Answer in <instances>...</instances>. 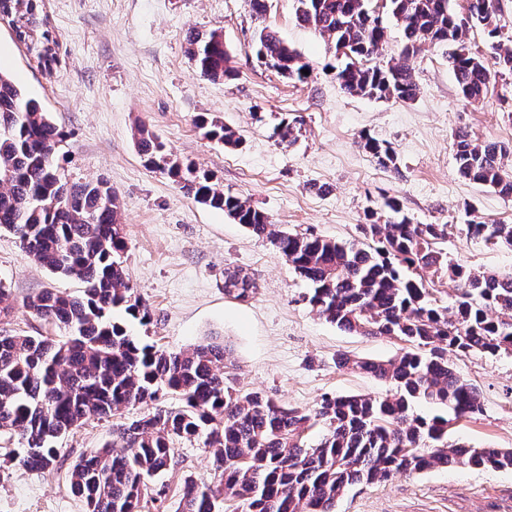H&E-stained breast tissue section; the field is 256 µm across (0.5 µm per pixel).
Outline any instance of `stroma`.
<instances>
[{
    "label": "stroma",
    "mask_w": 512,
    "mask_h": 512,
    "mask_svg": "<svg viewBox=\"0 0 512 512\" xmlns=\"http://www.w3.org/2000/svg\"><path fill=\"white\" fill-rule=\"evenodd\" d=\"M57 43L53 70L40 67L0 22V72L36 99L63 131L55 159L62 175L107 181L121 202L130 284L151 310V322L128 320L133 335L171 352L202 341L226 346L225 378L241 391L259 390L278 403L313 409L323 395L386 393L385 384L339 368L337 353L387 360L402 344L389 336L341 331L312 311L308 284L272 246L224 211L184 195L167 173L145 165L134 145L146 125L171 157L192 164L232 195L247 199L292 232L337 241L358 236L367 211L397 198L417 224H444V249L472 271L512 273V249L467 236L471 214L512 224V197L464 181L456 172L454 139L466 130L481 142L512 145V75L487 96L465 101L442 50L410 57L417 98L375 100L343 94L334 78L342 60L331 39L302 25L294 0H267L265 21L313 73L288 79L255 55L257 21L247 0H44ZM220 32L234 78L200 77L187 55L192 32ZM207 115L235 128L239 146L211 141L197 123ZM304 119L293 145L271 130L281 117ZM392 143L398 172L381 168L361 149V135ZM248 272L256 289L240 301L224 292V271ZM0 282L12 315L1 331H47L23 302L55 287L79 294L74 279L53 276L0 231ZM459 374L481 391L483 410L460 420L453 439L512 448V355L450 356ZM137 405L92 420L61 439V453L44 472L0 464V512H83L67 488L78 457L118 443L116 429L143 414ZM176 466L155 478L166 490L165 512H177L185 479L214 482L203 448L174 444ZM337 512H512V471L457 467L398 475L352 487Z\"/></svg>",
    "instance_id": "35a3bbf8"
}]
</instances>
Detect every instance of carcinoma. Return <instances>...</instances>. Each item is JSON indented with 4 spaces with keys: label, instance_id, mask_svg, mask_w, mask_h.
<instances>
[{
    "label": "carcinoma",
    "instance_id": "cac0c4a2",
    "mask_svg": "<svg viewBox=\"0 0 512 512\" xmlns=\"http://www.w3.org/2000/svg\"><path fill=\"white\" fill-rule=\"evenodd\" d=\"M301 23L334 41L347 59L335 80L349 96L414 100L419 92L410 55L429 45L444 50L462 97H486L492 78L512 74V49H501L496 23L500 0H294ZM8 24L38 65L56 63V41L47 28L43 0H6ZM472 23H461L463 13ZM403 34L401 56L384 65L366 64L387 39L388 21ZM482 27L497 50L496 70L472 50L469 29ZM257 56L291 80L305 82L309 69L300 54L267 26L257 30ZM199 76L212 81L235 76L224 39L213 31L187 42ZM206 135L226 146L241 142L223 123L198 118ZM301 118L284 117L271 137L293 143ZM63 133L40 104L0 72V229L16 235L34 260L54 275L84 284L73 296L45 290L25 308L44 323L66 331L63 340L42 334L0 333V435L17 438L21 452L7 458L42 472L56 461V443L92 418L110 417L159 395L180 396L178 409L154 407L125 425L123 448L110 445L79 458L68 475L71 494L84 512H141L150 481L178 464L174 441L196 443L213 459L219 484L187 480L180 512H335L356 485L382 484L397 474L459 466L512 470V448H475L448 439L450 419L414 413L425 403L465 419L482 411L479 388L463 379L448 353L512 354V274L475 273L448 258L440 244L446 224H416L396 198L384 201V220L367 214L362 240L331 239L282 230L247 201L219 189L211 178L170 157L146 127L136 143L145 163L165 171L184 194L227 213L255 236L268 240L311 286L312 310L344 332L391 336L407 345L398 358L353 359L337 364L375 378L389 389L379 396H323L312 410L285 407L261 392L242 393L224 384L228 360L221 344L202 342L169 352L132 336L115 320L117 308L145 325L150 319L130 286L123 265L127 242L120 202L103 180L62 178L55 164ZM359 146L379 166L399 173L392 144L370 135ZM458 175L512 196V149L478 143L466 132L454 142ZM512 247V224H490L472 215L467 233ZM459 283L452 307L431 298L437 283ZM322 423L318 444L306 432Z\"/></svg>",
    "mask_w": 512,
    "mask_h": 512
}]
</instances>
